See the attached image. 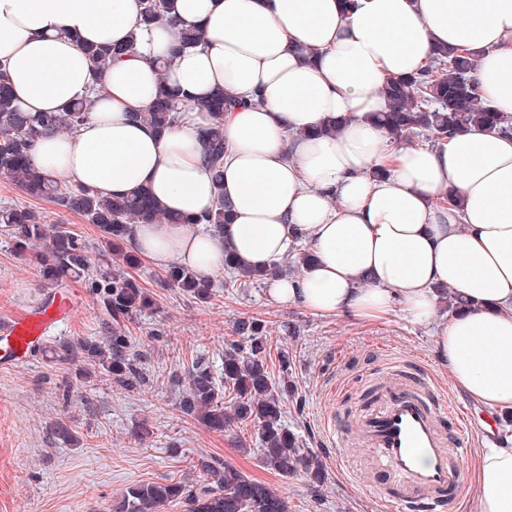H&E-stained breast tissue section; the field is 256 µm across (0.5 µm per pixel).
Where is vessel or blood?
<instances>
[{
  "instance_id": "vessel-or-blood-1",
  "label": "vessel or blood",
  "mask_w": 512,
  "mask_h": 512,
  "mask_svg": "<svg viewBox=\"0 0 512 512\" xmlns=\"http://www.w3.org/2000/svg\"><path fill=\"white\" fill-rule=\"evenodd\" d=\"M75 312L73 299L57 294L0 321V367L28 361L44 337ZM356 424L362 446L373 453L377 477L367 483L373 495L401 506L423 505L428 512L453 504L469 453L467 414L442 404L429 383L392 382L381 404L362 410ZM422 455L428 466L420 465Z\"/></svg>"
}]
</instances>
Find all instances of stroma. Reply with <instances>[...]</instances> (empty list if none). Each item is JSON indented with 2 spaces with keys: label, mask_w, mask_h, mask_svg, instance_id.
Masks as SVG:
<instances>
[{
  "label": "stroma",
  "mask_w": 512,
  "mask_h": 512,
  "mask_svg": "<svg viewBox=\"0 0 512 512\" xmlns=\"http://www.w3.org/2000/svg\"><path fill=\"white\" fill-rule=\"evenodd\" d=\"M15 205L33 208L45 224L66 227L83 239L95 270L112 269L114 258L94 224L52 202L29 198L0 175V206ZM167 269L145 259L131 272L157 301L154 311L126 326L129 352L147 385L121 387L98 368L85 376L74 368L65 372L39 355L0 369V512H108L127 487L201 480L194 467L200 458L265 482L287 496L291 512H394L392 503L373 498L352 480L370 468L355 420L392 380L430 379L440 400H453L474 415L477 425L468 434L472 450L487 446L479 427L491 414L454 392L448 369L434 352L432 328L399 312L378 322L316 316L274 304L265 285H233L224 271L212 277V295L202 302L169 286ZM40 280L35 259L16 254L0 238V320L43 301ZM64 291L76 296L80 308L55 338L110 335L88 279L68 280ZM243 319L264 324L272 375L281 373L280 353L289 356L294 392L284 402L283 421L322 460L325 484L264 469L253 425L212 431L178 408L195 364L221 375L224 346L236 340L235 327ZM332 418L344 429L346 447L328 438ZM59 420L70 428L72 442L53 439L50 429Z\"/></svg>",
  "instance_id": "obj_1"
}]
</instances>
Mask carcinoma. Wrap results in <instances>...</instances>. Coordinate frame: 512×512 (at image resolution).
Masks as SVG:
<instances>
[{
	"label": "carcinoma",
	"mask_w": 512,
	"mask_h": 512,
	"mask_svg": "<svg viewBox=\"0 0 512 512\" xmlns=\"http://www.w3.org/2000/svg\"><path fill=\"white\" fill-rule=\"evenodd\" d=\"M143 21L150 23L167 8V0H142ZM178 42L187 47L203 40L196 28H177ZM132 47L110 43L91 44L86 48L92 63L100 70L131 52ZM475 55L445 47L437 49L432 61L420 73L407 79L393 78L385 86L388 105L377 115V121L395 140L414 136L432 143L454 136L470 126L507 134L512 119L494 111L482 102L472 71ZM6 64L0 61V173L8 176L26 196L47 199L69 211L81 214L96 225L122 267L134 268L140 263L132 251L123 250L131 225L151 224L158 220L176 224L203 225L208 230L229 223V211L223 197L204 214L188 218L166 212L146 189L134 194L112 197L80 185L56 182L43 175L32 163L37 140L49 131H72L87 116V105L77 102L61 112H25L5 79ZM234 101L222 91L200 102L180 101L169 91H161L144 118L163 132L176 123L179 110H204L213 123L204 131L205 159L213 168L215 179L222 182L220 168L224 164V111ZM19 252H33L39 264L45 288H58L66 279H91L93 293L112 319V335L95 340H64L51 348L52 359L59 365H70L80 359L111 374L120 386L134 388L146 382L135 359L128 353L125 322L136 314L153 309L155 302L138 283L119 269L92 273L89 250L85 244L62 226L52 229L41 217L24 206L0 207V234ZM224 269L243 284L254 285L263 280L234 257L224 258ZM168 282L195 298L205 300L211 285L192 271L172 266ZM236 333L238 343L224 348V390L216 387L208 368L201 365L188 374V387L180 408L182 413L213 430L222 431L236 422H250L257 427L261 464L283 476L304 473L319 483L323 467L314 452L304 447L298 436L281 423L285 379L271 376L265 363L266 340L263 326L254 320H240ZM197 467L204 482L183 481L144 483L128 488L110 504L109 512H163L179 503L184 512H290L288 498L270 486L246 475L238 468L213 466L201 458Z\"/></svg>",
	"instance_id": "1"
}]
</instances>
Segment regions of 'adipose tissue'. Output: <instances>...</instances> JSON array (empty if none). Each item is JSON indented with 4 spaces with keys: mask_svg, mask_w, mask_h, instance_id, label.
I'll list each match as a JSON object with an SVG mask.
<instances>
[{
    "mask_svg": "<svg viewBox=\"0 0 512 512\" xmlns=\"http://www.w3.org/2000/svg\"><path fill=\"white\" fill-rule=\"evenodd\" d=\"M173 14L147 26L138 0H0V59L21 108L89 103L76 131L38 141L34 163L109 196L147 189L183 216L224 200L232 220L215 232L131 229L141 256L204 279L225 253L261 271L302 240L314 260L268 279L273 302L367 321L401 311L434 327L454 390L512 409V137L473 127L404 145L375 121L387 78L426 68L438 45L477 52L485 102L512 115V0H174ZM177 23L202 43L180 47ZM101 41L134 50L101 73L84 51ZM163 84L193 101L236 96L222 187L204 160L206 113L163 133L141 121ZM336 117L340 130L320 134ZM441 286L461 304L444 322ZM466 479L476 512H512V447L480 449Z\"/></svg>",
    "mask_w": 512,
    "mask_h": 512,
    "instance_id": "1",
    "label": "adipose tissue"
}]
</instances>
